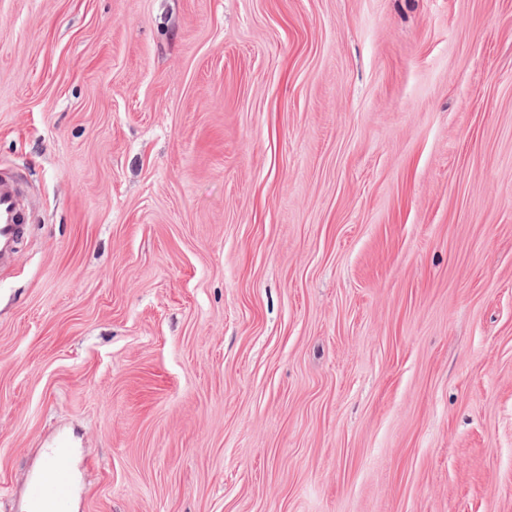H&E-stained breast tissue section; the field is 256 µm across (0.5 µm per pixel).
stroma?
I'll return each mask as SVG.
<instances>
[{
    "label": "stroma",
    "mask_w": 512,
    "mask_h": 512,
    "mask_svg": "<svg viewBox=\"0 0 512 512\" xmlns=\"http://www.w3.org/2000/svg\"><path fill=\"white\" fill-rule=\"evenodd\" d=\"M0 512H512V0H0ZM26 211L20 204L14 178L0 175V265L15 253L28 224ZM70 493L69 477L64 472H54L36 479L30 490L33 503L50 506L53 512H66Z\"/></svg>",
    "instance_id": "1"
}]
</instances>
